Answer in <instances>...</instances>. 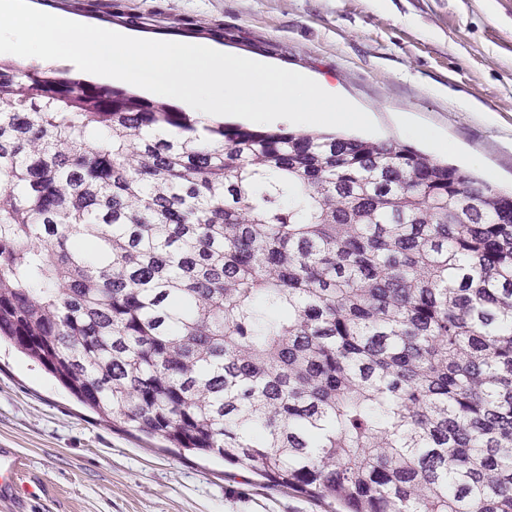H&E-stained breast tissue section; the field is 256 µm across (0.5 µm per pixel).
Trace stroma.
<instances>
[{
	"instance_id": "stroma-1",
	"label": "stroma",
	"mask_w": 512,
	"mask_h": 512,
	"mask_svg": "<svg viewBox=\"0 0 512 512\" xmlns=\"http://www.w3.org/2000/svg\"><path fill=\"white\" fill-rule=\"evenodd\" d=\"M135 38L203 42L335 87L405 140L403 119L456 149L411 147L512 186V0H30ZM0 448L24 462L0 512H331L219 456L180 455L82 405L40 364L0 346Z\"/></svg>"
}]
</instances>
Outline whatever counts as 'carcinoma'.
I'll list each match as a JSON object with an SVG mask.
<instances>
[{
	"label": "carcinoma",
	"mask_w": 512,
	"mask_h": 512,
	"mask_svg": "<svg viewBox=\"0 0 512 512\" xmlns=\"http://www.w3.org/2000/svg\"><path fill=\"white\" fill-rule=\"evenodd\" d=\"M336 512H512V194L395 141L0 63V338Z\"/></svg>",
	"instance_id": "1"
}]
</instances>
